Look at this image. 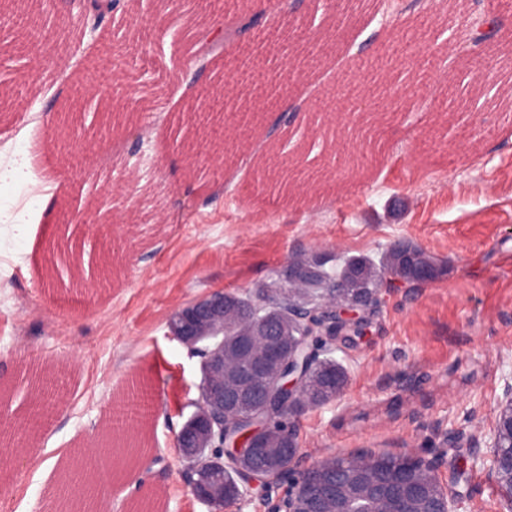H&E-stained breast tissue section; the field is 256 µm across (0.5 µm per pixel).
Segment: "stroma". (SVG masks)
Listing matches in <instances>:
<instances>
[{
  "mask_svg": "<svg viewBox=\"0 0 512 512\" xmlns=\"http://www.w3.org/2000/svg\"><path fill=\"white\" fill-rule=\"evenodd\" d=\"M0 0V49L30 48L0 68V512H58L60 489L92 471L106 512H134L159 497L162 512H208L190 492L175 436L197 396L200 359L169 335L173 313L217 290L242 291L291 256L380 259L413 243L444 272L432 281L381 289L366 337L337 346L343 393L292 417L303 463L369 449L412 451L438 463L460 512H506L486 477L490 427L512 384V23L497 36L498 71L476 67L484 47L471 28L490 18L489 0H349L356 24L339 50L379 58L356 81L377 110L367 118L354 169H334L273 193L265 185L276 149L304 140L313 167L337 150L346 115L318 123L309 104L324 63L286 45L266 85L291 94L302 120L252 135V150L225 162L223 145L191 155L187 103L204 87L258 97L216 65L252 33L232 14L197 0H122L106 24L112 51L95 77L69 149L57 140L58 108L76 96L69 74L98 42L84 33L79 0H65L49 26L53 41L14 26ZM223 31L198 53L188 21ZM428 22L447 43L430 89L411 94L429 46H402L401 26ZM466 85L468 115L445 110L448 89ZM49 185L39 198L38 182ZM78 194L69 208L62 197ZM60 378L51 425L23 434L30 392ZM158 401L151 444L117 464L109 411L132 379ZM63 454L46 473L35 461Z\"/></svg>",
  "mask_w": 512,
  "mask_h": 512,
  "instance_id": "35a3bbf8",
  "label": "stroma"
}]
</instances>
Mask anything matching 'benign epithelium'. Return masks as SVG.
<instances>
[{"label":"benign epithelium","instance_id":"1","mask_svg":"<svg viewBox=\"0 0 512 512\" xmlns=\"http://www.w3.org/2000/svg\"><path fill=\"white\" fill-rule=\"evenodd\" d=\"M375 303L374 295H346L338 280L319 301H289L288 315L276 321L262 301L251 302L242 318L226 321L222 291L175 313L170 336L201 358L199 396L175 443L187 458L209 454L200 479L191 482L199 502L212 506L219 488L209 494L203 481L227 463L240 479L229 512H242L256 487L267 494L285 475L291 483L270 512H457L434 461L415 453L398 454L393 466L384 463L388 455L364 451L341 467L334 458L303 467L291 439L271 457L263 448L272 417L319 407L330 389L343 392L344 369L319 357L316 342L361 334ZM488 448L489 476L511 510L512 385L497 406Z\"/></svg>","mask_w":512,"mask_h":512}]
</instances>
